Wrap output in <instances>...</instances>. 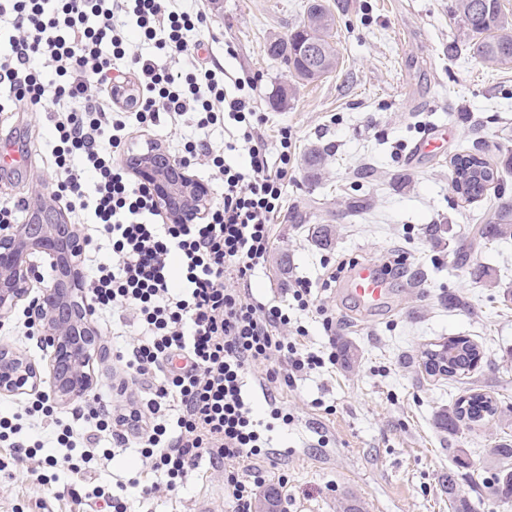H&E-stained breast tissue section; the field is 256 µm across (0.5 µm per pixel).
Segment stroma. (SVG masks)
<instances>
[{
	"mask_svg": "<svg viewBox=\"0 0 512 512\" xmlns=\"http://www.w3.org/2000/svg\"><path fill=\"white\" fill-rule=\"evenodd\" d=\"M307 0H183L186 8H204L212 19L206 33L211 60L228 78L257 77V106L267 115L260 133L271 153L279 151V133H292L293 178L286 205L274 226L265 269L251 281L254 295L286 298L288 282L326 279L341 260L383 264L403 257L401 276L390 280L388 303L362 308L343 282L321 292L336 321L334 337L320 322L307 320V344L335 340L352 348L354 361L298 381L274 396L291 416L275 420L272 444L289 446L288 457L248 460L244 475H259L278 492L277 512H339L346 504L359 512H451L443 480L456 469L453 443L434 425L437 411L472 391L490 396L512 420V307L501 303L512 289V240L489 242L471 230L505 201L512 202V168L501 170L505 195L487 191L467 202L448 189L450 161L468 151L497 161L512 149V68L492 67L474 56L469 38L454 18L452 0H347L338 14L333 40L340 65L318 81L297 79L267 53L269 41L287 37L303 24ZM456 53H449V45ZM448 125L439 154L408 163L413 143L432 124ZM22 137L31 166L0 179V203H16L49 193L55 178L54 128L29 104L9 103L0 112V144ZM328 145L325 175L318 185L305 178L304 158L312 146ZM374 167L377 176L356 187L355 173ZM327 224L331 246L318 247L310 227ZM430 224L448 228L440 240L426 236ZM465 246L458 259L457 246ZM495 269L497 287L473 282L471 266ZM424 279L414 283L411 273ZM465 297L469 310L448 306V295ZM28 304L0 318V343L12 345L38 368L49 353L23 327ZM465 336L482 359L464 377H431L419 363L431 344ZM109 352L93 364V391L114 397L118 379L115 351L131 348L133 336L102 333ZM495 422L463 425L458 441L470 465L458 487L471 493L492 481L500 461ZM98 454L91 473L67 467L48 470L47 482L31 476L33 461L16 459L0 444V512H93L84 497L87 483L105 487L139 478L122 501L128 512H227L224 475L201 460L176 490L145 496L142 461L133 448L113 447L96 434ZM110 457H103V450ZM287 485H280V476Z\"/></svg>",
	"mask_w": 512,
	"mask_h": 512,
	"instance_id": "35a3bbf8",
	"label": "stroma"
}]
</instances>
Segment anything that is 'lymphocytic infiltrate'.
I'll use <instances>...</instances> for the list:
<instances>
[{"instance_id": "obj_1", "label": "lymphocytic infiltrate", "mask_w": 512, "mask_h": 512, "mask_svg": "<svg viewBox=\"0 0 512 512\" xmlns=\"http://www.w3.org/2000/svg\"><path fill=\"white\" fill-rule=\"evenodd\" d=\"M176 2L0 0V15L16 21L11 50L0 55V88L47 112L57 132L54 194L69 213L90 210L97 234L112 244L111 262L98 264L88 278L93 312H125L123 326L137 335L118 361L139 395L118 407L92 399L77 423L63 424L57 437L63 453L49 463L82 470L93 459L83 426L108 429L115 447L136 445L144 467L164 474L171 491L199 460L223 465L233 512H252L259 483L237 468L259 439L242 397L250 371L265 366L267 386L290 388L335 365V352L302 342L304 317H321L327 331L333 318L304 277L290 284L287 305L246 290L266 262L283 208L291 139L281 136L278 160L270 162L258 133L265 115L253 80L236 82L230 92L220 66L170 67V60L198 51L196 35L209 22L205 10L183 11ZM131 27L152 53L128 52ZM37 60L55 81L40 79ZM128 71L135 87L127 85ZM162 115L200 130L179 151L187 160L205 158L224 187L200 223L158 221L150 190L120 161L130 135ZM223 123L234 128L229 140L204 138V130ZM240 151L247 167L227 164V153ZM38 414L53 416L47 400L21 415H1L0 442H9L14 454L35 456L39 443L22 434L25 417Z\"/></svg>"}]
</instances>
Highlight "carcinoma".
<instances>
[{
	"instance_id": "obj_1",
	"label": "carcinoma",
	"mask_w": 512,
	"mask_h": 512,
	"mask_svg": "<svg viewBox=\"0 0 512 512\" xmlns=\"http://www.w3.org/2000/svg\"><path fill=\"white\" fill-rule=\"evenodd\" d=\"M454 15L464 29L472 35L471 50L491 65H512V18L507 17L500 0H454ZM336 26V16L327 0H309L307 3V22L294 30L286 38L269 43L268 54L282 60L288 69L300 80L313 81L333 72L338 65L336 49L330 42ZM315 42L316 53L306 55L299 51L303 43ZM327 149L316 146L305 156L306 179L311 184L321 182L322 171L327 160ZM512 167V152L503 155L500 165L491 164L475 154H459L451 161L452 170L448 174V188L468 201H474L484 195L488 187L499 181V167ZM479 237L497 242L512 238V203H505L488 218L477 230ZM470 276L487 286L497 284L495 272L483 265L470 268ZM448 349L450 369L440 372L435 362L424 365L430 376L440 373L448 376L463 375L470 372L478 361L480 351L467 338L456 337L443 343ZM498 406L487 396L474 392L467 399L442 409L435 416V425L440 431L455 439L460 433L464 421L479 423L495 419ZM445 493L453 512H474V504L457 487L456 474H448ZM500 501L512 500V468L496 473L491 483L476 490Z\"/></svg>"
}]
</instances>
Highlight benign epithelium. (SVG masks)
<instances>
[{
	"mask_svg": "<svg viewBox=\"0 0 512 512\" xmlns=\"http://www.w3.org/2000/svg\"><path fill=\"white\" fill-rule=\"evenodd\" d=\"M137 180L149 187L157 208L171 224H196L212 204L208 184L190 174V163L151 146L126 157ZM49 260L54 276L32 301L41 341L50 350L39 370L23 353L0 344V393L25 394L45 384L61 405L93 387V363L107 352L85 290L84 244L77 225L49 196L40 197L33 216L0 225V318L9 316L38 279L33 256Z\"/></svg>",
	"mask_w": 512,
	"mask_h": 512,
	"instance_id": "1",
	"label": "benign epithelium"
}]
</instances>
